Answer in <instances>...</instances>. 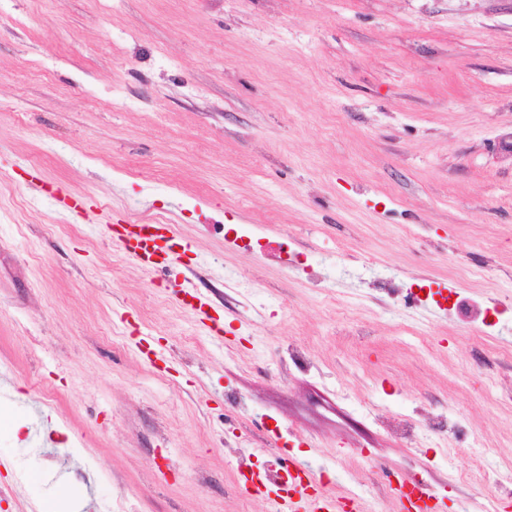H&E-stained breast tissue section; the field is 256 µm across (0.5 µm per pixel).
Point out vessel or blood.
<instances>
[{
	"label": "vessel or blood",
	"mask_w": 512,
	"mask_h": 512,
	"mask_svg": "<svg viewBox=\"0 0 512 512\" xmlns=\"http://www.w3.org/2000/svg\"><path fill=\"white\" fill-rule=\"evenodd\" d=\"M36 190L40 197L52 199L59 208L71 212L84 211L89 201L88 195L62 190L57 183L49 180L39 182ZM176 237V227L169 223L145 227L116 223L109 227V239L113 246L149 272L167 269L168 265L180 261V253L170 248ZM283 468L290 479L297 481L298 487L292 498L274 497L273 502L279 512H344L345 503L318 485L314 473L295 458H285ZM393 484L398 491L399 512H439V506L433 503L428 490L408 493V482L399 475L395 476Z\"/></svg>",
	"instance_id": "obj_1"
}]
</instances>
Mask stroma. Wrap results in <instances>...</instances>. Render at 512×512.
Instances as JSON below:
<instances>
[{
    "instance_id": "stroma-1",
    "label": "stroma",
    "mask_w": 512,
    "mask_h": 512,
    "mask_svg": "<svg viewBox=\"0 0 512 512\" xmlns=\"http://www.w3.org/2000/svg\"><path fill=\"white\" fill-rule=\"evenodd\" d=\"M23 164L93 208L62 213ZM159 210L210 326L183 267L108 240ZM252 224L324 292L225 246ZM391 275L503 308L494 336L397 307ZM510 351L512 0H0V512H272L236 476L284 452L367 512H398L386 470L443 512H512ZM386 425L395 436L409 444L415 441L419 430L418 421L409 416L395 417L388 420Z\"/></svg>"
}]
</instances>
